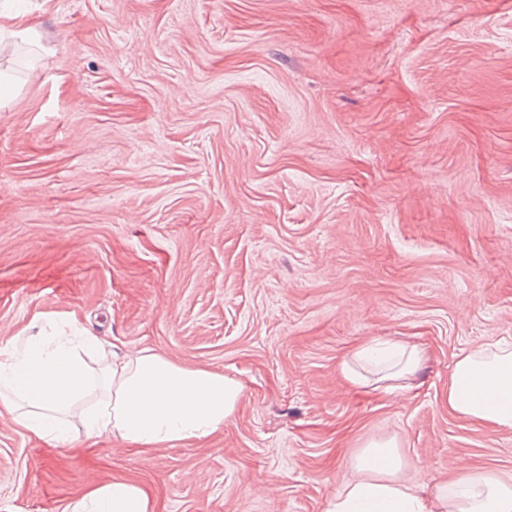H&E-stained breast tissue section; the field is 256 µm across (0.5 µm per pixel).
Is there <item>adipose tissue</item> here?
I'll return each mask as SVG.
<instances>
[{"label": "adipose tissue", "mask_w": 512, "mask_h": 512, "mask_svg": "<svg viewBox=\"0 0 512 512\" xmlns=\"http://www.w3.org/2000/svg\"><path fill=\"white\" fill-rule=\"evenodd\" d=\"M10 336L0 347V414L29 437L55 448L106 439L131 448H162L208 438L233 415L241 385L224 374L189 368L142 349L118 354L70 314L49 327ZM418 350L372 342L342 364L355 385L388 393L421 367ZM448 405L461 416L512 429V341L460 358ZM391 441L369 443L327 512H512V482L474 469L434 495L402 476ZM63 512H154L140 485L115 479L88 488Z\"/></svg>", "instance_id": "obj_1"}]
</instances>
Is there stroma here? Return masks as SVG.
Segmentation results:
<instances>
[{
    "mask_svg": "<svg viewBox=\"0 0 512 512\" xmlns=\"http://www.w3.org/2000/svg\"><path fill=\"white\" fill-rule=\"evenodd\" d=\"M0 112V339L73 314L237 380L223 429L54 448L0 416V512L141 485L155 512H325L370 442L432 491L512 476L448 405L512 340V0H30ZM416 347L387 394L343 360Z\"/></svg>",
    "mask_w": 512,
    "mask_h": 512,
    "instance_id": "1",
    "label": "stroma"
}]
</instances>
